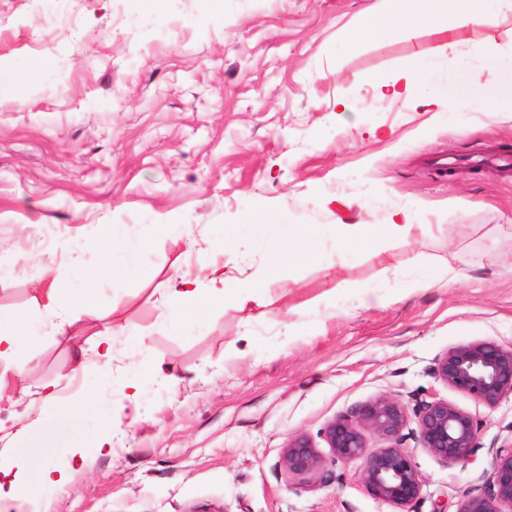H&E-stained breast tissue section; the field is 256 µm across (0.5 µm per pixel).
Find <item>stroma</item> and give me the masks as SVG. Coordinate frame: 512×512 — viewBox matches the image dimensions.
Listing matches in <instances>:
<instances>
[{"label": "stroma", "mask_w": 512, "mask_h": 512, "mask_svg": "<svg viewBox=\"0 0 512 512\" xmlns=\"http://www.w3.org/2000/svg\"><path fill=\"white\" fill-rule=\"evenodd\" d=\"M375 3L0 0V309L36 314L43 268L68 287L97 267V225L146 245L67 338L14 354L24 373L0 385V470L21 450L31 481L47 466L69 478L12 512H394L364 490L361 461L322 449L310 480L280 466L291 435L320 440L382 394L435 395L481 421L464 466L405 429L423 477L410 512H457L485 491L495 450L512 445V396L487 407L430 368L459 343L512 345V119L382 101L369 78L416 59L448 81L454 41L495 48L491 71L510 79L512 13L341 44ZM399 208L402 238L341 250L325 235ZM187 230L204 256L187 253ZM291 237L305 260L267 275L270 246ZM206 257L249 264L260 299L171 325L148 295L179 266L205 277ZM438 264L460 280L416 287ZM108 326L137 328L145 350L115 337L101 372Z\"/></svg>", "instance_id": "obj_1"}]
</instances>
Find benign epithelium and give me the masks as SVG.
<instances>
[{
    "instance_id": "obj_1",
    "label": "benign epithelium",
    "mask_w": 512,
    "mask_h": 512,
    "mask_svg": "<svg viewBox=\"0 0 512 512\" xmlns=\"http://www.w3.org/2000/svg\"><path fill=\"white\" fill-rule=\"evenodd\" d=\"M435 379L488 407L512 396V346L493 341L457 344L437 356ZM415 424L420 447L444 464H466L473 456L480 422L446 399L432 396L408 409L398 396L379 395L351 416L330 421L322 432L326 447L344 462L362 460L360 480L365 491L398 512H407L422 490L423 478L410 453L398 446L409 423ZM383 446L368 449L369 438ZM322 457L313 439L298 433L288 439L280 465L288 477L306 480L316 475ZM487 492L465 497L457 512H512V446L495 452Z\"/></svg>"
}]
</instances>
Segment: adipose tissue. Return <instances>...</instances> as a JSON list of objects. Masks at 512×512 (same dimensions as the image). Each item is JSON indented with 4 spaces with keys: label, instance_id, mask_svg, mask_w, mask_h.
<instances>
[{
    "label": "adipose tissue",
    "instance_id": "ef3b65f1",
    "mask_svg": "<svg viewBox=\"0 0 512 512\" xmlns=\"http://www.w3.org/2000/svg\"><path fill=\"white\" fill-rule=\"evenodd\" d=\"M454 9L467 24L489 26L504 11L512 12V0H378L373 11L360 17L355 24L340 29L337 39L350 44L373 35L411 31L423 26L444 29L448 26V14ZM447 50L449 60L455 63V90L431 82L425 68L416 63L406 66L403 73L394 77L373 78L374 90L380 99L392 102L438 105L455 110L475 97L481 104H492L501 111L512 112V83L489 75V54L486 50L475 47L463 55L453 42L448 43ZM409 220V211L401 209L393 212L385 224H336L330 232L337 247L341 248L384 236H402ZM115 240L112 226L100 225L95 247L101 265L84 270L79 286L61 287L55 276L44 274L45 286L37 299L43 313L42 321H33L20 311L0 312V359L12 355L20 343L34 333L65 335L72 324V315L95 304L104 272L125 275L136 268L137 250L117 252ZM259 289V283L244 265L237 266L232 275L227 274L223 267H212L208 283L204 286L188 273L178 270L165 287L152 294L151 301L154 305L170 308V322L183 325L198 321L206 304L238 296L243 290L255 293Z\"/></svg>",
    "mask_w": 512,
    "mask_h": 512
}]
</instances>
